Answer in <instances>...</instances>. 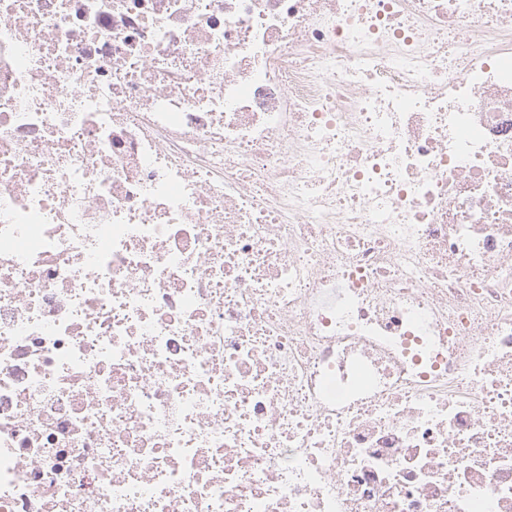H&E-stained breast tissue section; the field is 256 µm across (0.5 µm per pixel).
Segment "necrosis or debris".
Wrapping results in <instances>:
<instances>
[{
  "instance_id": "obj_1",
  "label": "necrosis or debris",
  "mask_w": 512,
  "mask_h": 512,
  "mask_svg": "<svg viewBox=\"0 0 512 512\" xmlns=\"http://www.w3.org/2000/svg\"><path fill=\"white\" fill-rule=\"evenodd\" d=\"M0 512H512V0H0Z\"/></svg>"
}]
</instances>
